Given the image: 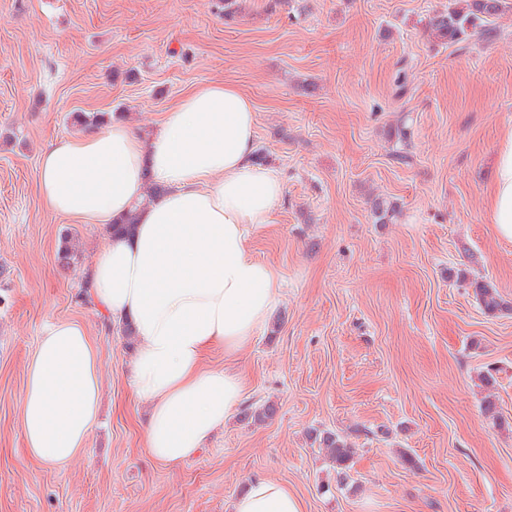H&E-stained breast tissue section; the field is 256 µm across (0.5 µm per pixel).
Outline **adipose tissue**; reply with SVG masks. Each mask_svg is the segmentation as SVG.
Instances as JSON below:
<instances>
[{"instance_id":"obj_1","label":"adipose tissue","mask_w":512,"mask_h":512,"mask_svg":"<svg viewBox=\"0 0 512 512\" xmlns=\"http://www.w3.org/2000/svg\"><path fill=\"white\" fill-rule=\"evenodd\" d=\"M256 112L237 87L208 83L181 95L154 132L111 121L52 141L38 191L55 214L107 233L88 272L89 301L135 339L133 395L148 407L147 453L177 466L222 431L247 396L232 367H208L206 351L234 354L271 318L276 271L250 250L284 185L258 164ZM161 192L143 202L146 184ZM497 236L512 241V130L496 150L489 191ZM100 356L80 322L43 331L26 366L19 427L26 455L47 466L82 456L101 407ZM231 512H303L278 481L257 478Z\"/></svg>"}]
</instances>
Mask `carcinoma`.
Returning <instances> with one entry per match:
<instances>
[{"label": "carcinoma", "mask_w": 512, "mask_h": 512, "mask_svg": "<svg viewBox=\"0 0 512 512\" xmlns=\"http://www.w3.org/2000/svg\"><path fill=\"white\" fill-rule=\"evenodd\" d=\"M507 0H449L448 8L437 10L428 17L426 27L431 36L448 44H459L474 34H491L494 19L506 7ZM372 211L381 223L392 217L394 207L383 197L372 199ZM456 280L472 288L473 295L482 311L495 315L511 312L512 303L504 300L493 283L486 280L471 279L466 271L456 274ZM478 381L486 395L482 398L480 409L486 420L494 425L502 423V416L492 394L497 378L491 370L478 374ZM314 441L335 465L337 476L344 480L348 476L355 451L347 440L331 431L314 434Z\"/></svg>", "instance_id": "1"}]
</instances>
